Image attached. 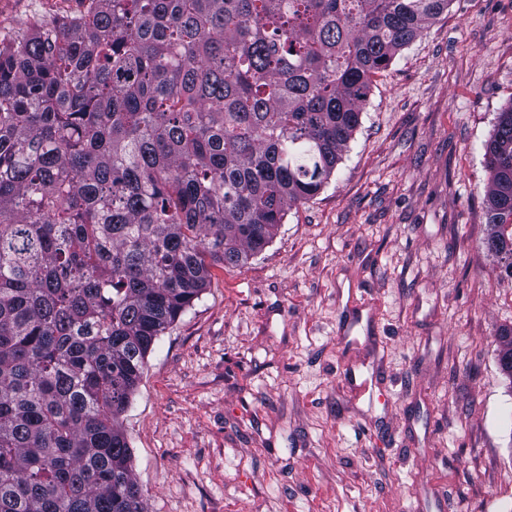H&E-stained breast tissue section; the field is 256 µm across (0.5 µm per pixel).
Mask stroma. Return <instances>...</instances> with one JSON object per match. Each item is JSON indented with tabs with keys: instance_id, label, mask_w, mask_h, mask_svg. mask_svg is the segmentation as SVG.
I'll return each mask as SVG.
<instances>
[{
	"instance_id": "1",
	"label": "stroma",
	"mask_w": 512,
	"mask_h": 512,
	"mask_svg": "<svg viewBox=\"0 0 512 512\" xmlns=\"http://www.w3.org/2000/svg\"><path fill=\"white\" fill-rule=\"evenodd\" d=\"M81 0H0V33ZM512 0H451L329 182L214 264L123 415L146 512H512V280L485 247Z\"/></svg>"
}]
</instances>
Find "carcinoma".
Returning a JSON list of instances; mask_svg holds the SVG:
<instances>
[{"label":"carcinoma","instance_id":"obj_1","mask_svg":"<svg viewBox=\"0 0 512 512\" xmlns=\"http://www.w3.org/2000/svg\"><path fill=\"white\" fill-rule=\"evenodd\" d=\"M0 39V512H144L121 416L210 266L328 183L450 0H83ZM486 247L512 278V105Z\"/></svg>","mask_w":512,"mask_h":512}]
</instances>
